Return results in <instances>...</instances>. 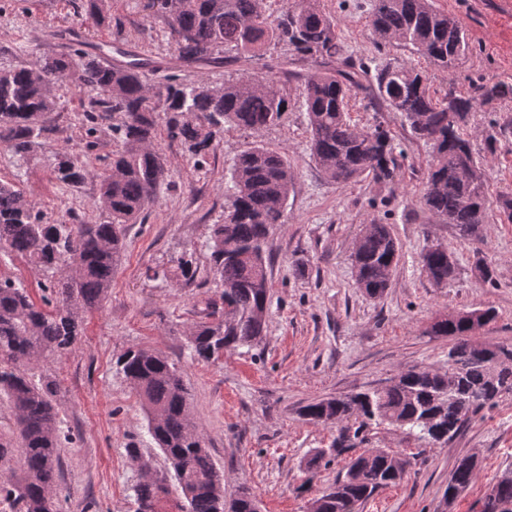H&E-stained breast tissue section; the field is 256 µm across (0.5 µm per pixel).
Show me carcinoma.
I'll return each instance as SVG.
<instances>
[{
	"label": "carcinoma",
	"mask_w": 512,
	"mask_h": 512,
	"mask_svg": "<svg viewBox=\"0 0 512 512\" xmlns=\"http://www.w3.org/2000/svg\"><path fill=\"white\" fill-rule=\"evenodd\" d=\"M85 12L100 25L106 21L104 0H84ZM144 8L164 15L183 67H204L221 60L261 59L268 45L280 49L278 69L269 77L225 81L223 91L210 93V83H184L176 76L152 87L146 81L147 58L106 65L97 56H51L0 71V143L19 160L27 159L54 131L56 99L50 87L69 72L78 84L101 95L89 102L81 128L86 147L95 146L103 121L110 119L121 149L98 173L95 202L103 221L96 224H52L23 192L0 180V252L26 258L46 276L49 291L37 307L24 288L0 279V391L15 412L22 448L19 468L0 480V501L12 512H56V471L64 437L54 411L57 381L35 376L48 355L66 352L83 333L80 309L101 303L112 288V274L125 249L124 225L144 218L166 175L155 148L159 126L178 141L194 164L206 163L212 142L224 126L257 134L280 124L291 107V92L308 115L313 161L326 179L347 184L369 177L389 184L398 168L390 132L382 125L360 128L350 116V101L360 96L377 112H398L413 137L432 149L423 192L425 208L457 227L463 237L479 235L489 223L488 170L476 156L466 132L471 113L496 109L512 99V83L479 81L468 96L448 91L441 99L429 93L427 78L405 63L370 66L345 54L335 20L319 0H290L281 14L267 13L265 0H146ZM370 26L380 43L395 44L453 71L469 51L460 20L434 8L432 0H374ZM311 61L315 71L292 65ZM296 88H290L291 83ZM51 172L62 186L85 179L86 166L73 157L56 155ZM295 173L286 153L254 142L232 165L224 188V215L212 225L211 258L219 302L209 300L208 320L196 323L189 343L193 356L209 360L258 341L265 331L269 283L266 247L269 228L281 223L293 191ZM496 220L512 224V189L500 194ZM401 257V247L387 224L365 225L351 254L358 287L382 296ZM421 272L437 286L448 282L455 259L439 245L421 254ZM435 336L453 340L448 368H414L386 385L316 400L303 409L310 421L338 428L336 440L306 462L312 482L337 456L358 447L372 426L408 429L429 447L442 446L486 407L512 394V348L496 366L470 340V318L462 313L438 318ZM145 407L148 433L164 452L181 489L183 512H252L254 496L241 486L224 510V479L205 442L192 424L187 391L173 364L147 349L128 350L116 362ZM471 456L456 461L448 490L459 493L475 476ZM409 470L396 474L385 453L361 452L350 458L345 474L311 501L310 512H357L381 489L401 483ZM494 500L480 499L479 512H498L512 504V470L489 485ZM165 483L148 479L134 488L136 512H158Z\"/></svg>",
	"instance_id": "carcinoma-1"
}]
</instances>
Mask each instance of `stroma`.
I'll use <instances>...</instances> for the list:
<instances>
[{
	"instance_id": "35a3bbf8",
	"label": "stroma",
	"mask_w": 512,
	"mask_h": 512,
	"mask_svg": "<svg viewBox=\"0 0 512 512\" xmlns=\"http://www.w3.org/2000/svg\"><path fill=\"white\" fill-rule=\"evenodd\" d=\"M338 23L342 43L354 58L371 62L394 57L415 65L428 78L430 94L467 92L479 79L512 82V0H434L437 10L457 16L470 46L463 63L449 74L393 45L379 46L369 26L372 0H319ZM81 0H0V70L24 65L42 55L67 53L61 29L80 27ZM122 47L124 59L148 58L155 84L174 75L190 83L220 84L262 74L263 62L230 63L186 69L176 62V45L161 14L143 0H108L105 24L86 33L82 52L96 55L105 39ZM56 132L28 160L0 146V180L15 182L47 220L89 224L100 214L93 203L95 176L117 144L102 131L86 150L80 118L93 96L66 77L56 86ZM512 115V101L493 112L472 113L468 132L489 173L487 206L512 187V140L488 154L484 140L492 124ZM351 116L359 126L383 124L404 157L394 184L360 179L338 185L318 171L308 148L307 115L292 105L284 121L262 131L270 148L283 151L296 174L285 221L269 231L267 276L270 303L262 338L252 347L218 358L191 357L189 332L203 318L217 289L210 271L211 226L222 220L224 184L236 155L252 140L250 132L225 128L214 141L204 167H195L181 145L159 132L156 146L169 171V185L148 209L144 223L126 227L127 248L112 276L102 305L81 312L84 332L68 351L39 363L40 373L55 377L57 418L71 440L60 447L56 479L59 512H135L133 488L145 477L164 476L168 462L151 440L141 401L115 366L130 348L162 353L178 369L190 397V416L224 474V496L239 486L255 495L261 512H309L311 500L343 474V462L321 470L306 483L305 462L329 447L334 427L305 420L307 404L385 385L401 371L448 365L451 338L434 336L437 316L473 309H494L495 321L472 335L489 346H512V224L482 225L479 237L458 230L425 210L423 184L431 152L413 138L397 112H374L353 100ZM91 157V176L64 188L54 180V154ZM389 225L401 246V259L385 294L368 297L355 284L351 254L365 224ZM453 252L455 272L435 287L420 271V255L432 245ZM196 258L198 272L185 280L176 272L180 257ZM484 260L494 270L482 282L475 269ZM165 271L150 280L146 269ZM367 447L414 456L410 475L376 493L358 512H478L488 485L512 469V394L475 415L445 446L423 447L406 430L383 425L370 430ZM139 450L130 459L129 447ZM478 461L471 485L452 502L443 492L456 460Z\"/></svg>"
}]
</instances>
